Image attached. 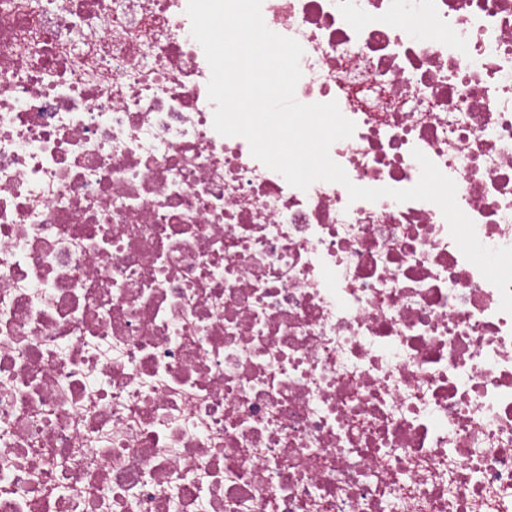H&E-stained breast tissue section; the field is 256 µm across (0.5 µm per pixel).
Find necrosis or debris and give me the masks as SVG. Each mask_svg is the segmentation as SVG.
I'll return each mask as SVG.
<instances>
[{
    "mask_svg": "<svg viewBox=\"0 0 512 512\" xmlns=\"http://www.w3.org/2000/svg\"><path fill=\"white\" fill-rule=\"evenodd\" d=\"M187 0H0V512H512V314L437 205L213 126ZM351 183L512 247V0H262Z\"/></svg>",
    "mask_w": 512,
    "mask_h": 512,
    "instance_id": "necrosis-or-debris-1",
    "label": "necrosis or debris"
}]
</instances>
